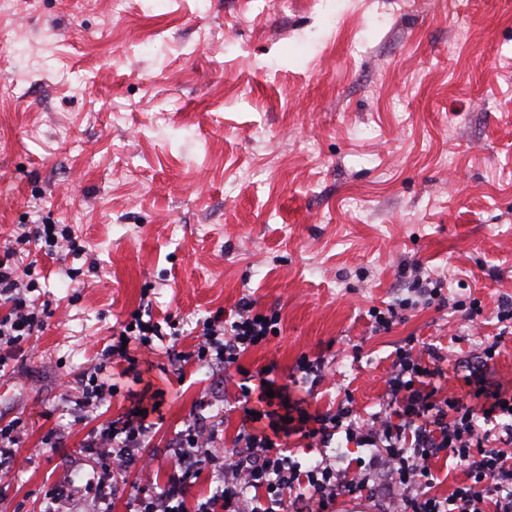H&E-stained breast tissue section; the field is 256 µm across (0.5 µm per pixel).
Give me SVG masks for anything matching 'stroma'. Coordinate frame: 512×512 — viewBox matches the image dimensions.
Returning a JSON list of instances; mask_svg holds the SVG:
<instances>
[{
    "label": "stroma",
    "mask_w": 512,
    "mask_h": 512,
    "mask_svg": "<svg viewBox=\"0 0 512 512\" xmlns=\"http://www.w3.org/2000/svg\"><path fill=\"white\" fill-rule=\"evenodd\" d=\"M70 225L84 250L38 257L50 301L34 348L10 361L0 512H96L99 465L80 448L162 392L145 447L164 485L187 423L213 461L240 447L243 385L322 362L291 395L309 413L351 396L380 411L395 351L442 356V388L496 332L512 297V0H16L0 15V244L19 225ZM441 279L449 306L372 333L369 311ZM149 296L178 333L114 360L112 398L79 422L76 379ZM280 331L230 369L173 351L241 298ZM475 301L478 328L451 304ZM303 468L371 449L287 441Z\"/></svg>",
    "instance_id": "35a3bbf8"
}]
</instances>
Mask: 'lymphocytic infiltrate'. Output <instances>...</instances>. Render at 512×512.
Listing matches in <instances>:
<instances>
[{"label": "lymphocytic infiltrate", "instance_id": "lymphocytic-infiltrate-1", "mask_svg": "<svg viewBox=\"0 0 512 512\" xmlns=\"http://www.w3.org/2000/svg\"><path fill=\"white\" fill-rule=\"evenodd\" d=\"M47 257L63 252L79 253L81 246L68 228L58 224H23L12 241L0 247V305L8 311L0 316V366L47 326L49 306L30 300L37 291L35 263H23L31 246ZM452 306L466 313L463 302H449L433 278L414 279L408 296L385 309H372L374 333L390 332L404 311L422 305ZM499 334L488 338L477 361L467 367L466 393H441L435 383L441 368L433 366L424 350L405 343L396 353L393 370L386 381V399L370 419L355 418L351 404L336 410L310 414L290 403V387L261 372L255 387L244 388L254 398L246 415V428L239 439L240 451L225 455L219 465L215 492L196 506V512H335L339 499L383 498L381 512H512V389H491L485 374L500 353L501 338L512 334V299L502 300L496 312ZM278 317L256 310L251 300L241 301L233 314L218 310L202 322L197 357H213L229 367L250 349L268 342ZM160 321L131 317L112 332V343L102 360L79 379L86 411L98 407L112 389L98 375L112 359L134 360L136 353L151 350L163 338ZM156 421L148 414L131 412L103 426L83 445L104 469V478L90 490L100 494L103 481L126 470L128 449L141 446L152 436ZM347 442L371 449L368 462L356 467L336 468L323 461L301 470L287 453L285 440L291 436L312 444L328 446L336 434ZM209 441L204 428L188 424L173 450L175 462L166 484L153 490L150 463H142L140 478L148 490L136 500L135 512H186L183 492L198 477L207 459L203 449ZM448 453L467 476L445 496L431 493V462ZM254 490L262 497L254 504L244 496Z\"/></svg>", "mask_w": 512, "mask_h": 512}]
</instances>
